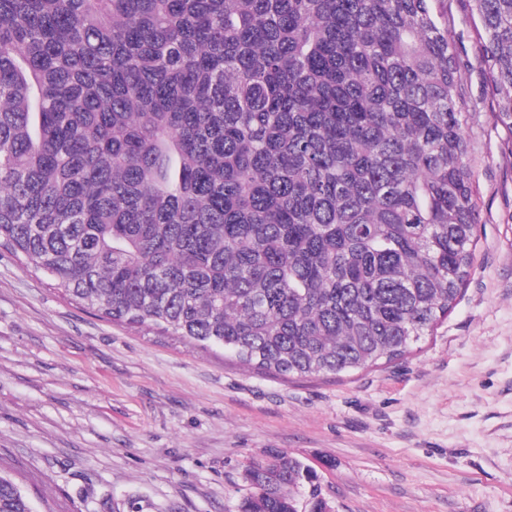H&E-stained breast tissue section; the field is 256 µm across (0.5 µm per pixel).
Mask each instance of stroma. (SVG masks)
Wrapping results in <instances>:
<instances>
[{"label": "stroma", "mask_w": 512, "mask_h": 512, "mask_svg": "<svg viewBox=\"0 0 512 512\" xmlns=\"http://www.w3.org/2000/svg\"><path fill=\"white\" fill-rule=\"evenodd\" d=\"M478 244L454 308L404 358L283 379L102 318L0 248V469L34 512H238L280 449L332 512H512V133L469 0H448Z\"/></svg>", "instance_id": "stroma-1"}]
</instances>
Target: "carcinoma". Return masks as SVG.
<instances>
[{
	"instance_id": "carcinoma-1",
	"label": "carcinoma",
	"mask_w": 512,
	"mask_h": 512,
	"mask_svg": "<svg viewBox=\"0 0 512 512\" xmlns=\"http://www.w3.org/2000/svg\"><path fill=\"white\" fill-rule=\"evenodd\" d=\"M447 0H0V246L277 377L401 358L476 249ZM512 131V0H471ZM312 472L250 464L239 512ZM0 512H33L0 472Z\"/></svg>"
}]
</instances>
